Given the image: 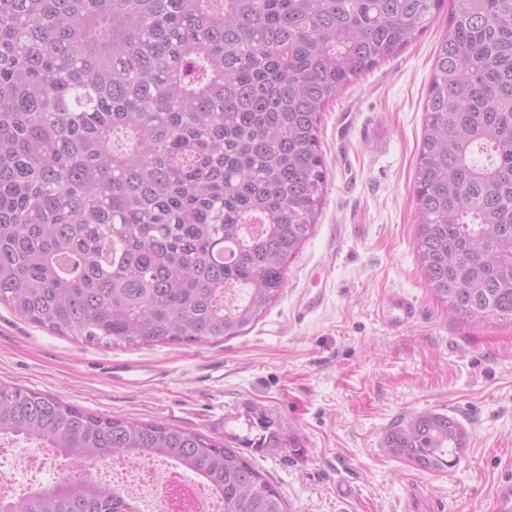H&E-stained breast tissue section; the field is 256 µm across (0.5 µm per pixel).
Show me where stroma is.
<instances>
[{"instance_id":"35a3bbf8","label":"stroma","mask_w":512,"mask_h":512,"mask_svg":"<svg viewBox=\"0 0 512 512\" xmlns=\"http://www.w3.org/2000/svg\"><path fill=\"white\" fill-rule=\"evenodd\" d=\"M447 29L443 10L322 112L318 220L281 295L245 334L130 350L50 332L1 304L0 382L219 442L242 433L247 409L264 412L297 449L249 457L288 512H494L495 492L512 484V322L450 312L414 242L424 103ZM399 296L417 309L410 322L398 320ZM115 360L168 378L112 380L104 366ZM424 411L468 434L451 468L420 471L383 450L393 425Z\"/></svg>"}]
</instances>
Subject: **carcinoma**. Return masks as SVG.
I'll return each mask as SVG.
<instances>
[{
    "mask_svg": "<svg viewBox=\"0 0 512 512\" xmlns=\"http://www.w3.org/2000/svg\"><path fill=\"white\" fill-rule=\"evenodd\" d=\"M415 177L428 287L476 323L512 321V0H450ZM445 0H0V303L107 346L242 335L316 224L320 114ZM221 444L0 384V440L72 462L163 458L224 512H287L242 449L290 442L266 414ZM467 433L427 411L388 430L414 468ZM0 512H140L63 476Z\"/></svg>",
    "mask_w": 512,
    "mask_h": 512,
    "instance_id": "cac0c4a2",
    "label": "carcinoma"
}]
</instances>
